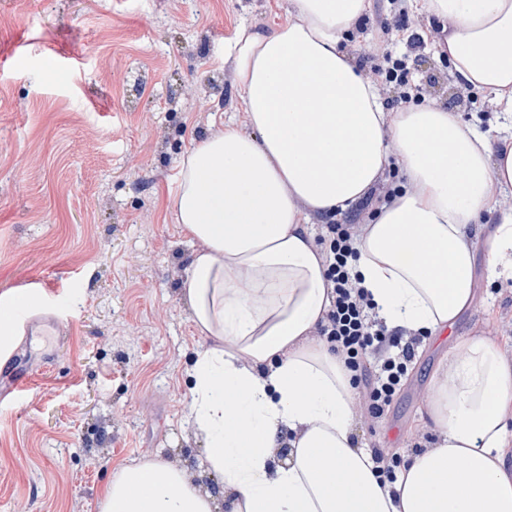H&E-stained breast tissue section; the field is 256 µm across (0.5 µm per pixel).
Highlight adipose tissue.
<instances>
[{
  "label": "adipose tissue",
  "mask_w": 512,
  "mask_h": 512,
  "mask_svg": "<svg viewBox=\"0 0 512 512\" xmlns=\"http://www.w3.org/2000/svg\"><path fill=\"white\" fill-rule=\"evenodd\" d=\"M455 86L512 121V0H414ZM287 23L240 25L232 59L249 133L225 124L179 171L174 220L197 248L184 293L198 333L187 421L203 474L158 457L112 474L100 512H512V365L466 336L432 379L437 436L382 483L354 435L355 388L315 330L330 309L311 215H341L398 164L352 272L388 327L439 334L470 305L476 257L512 279V140L434 104L386 111L342 46L368 0H290ZM289 452H282V444Z\"/></svg>",
  "instance_id": "1"
}]
</instances>
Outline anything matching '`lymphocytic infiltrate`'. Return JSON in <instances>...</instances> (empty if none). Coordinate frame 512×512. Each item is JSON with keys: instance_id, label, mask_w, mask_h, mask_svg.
Here are the masks:
<instances>
[{"instance_id": "1", "label": "lymphocytic infiltrate", "mask_w": 512, "mask_h": 512, "mask_svg": "<svg viewBox=\"0 0 512 512\" xmlns=\"http://www.w3.org/2000/svg\"><path fill=\"white\" fill-rule=\"evenodd\" d=\"M357 235L356 225L331 223L319 240L331 305L318 333L343 357L354 383L363 384L365 409L377 421L388 411L415 349L413 340L388 333L370 320L368 295L348 270Z\"/></svg>"}]
</instances>
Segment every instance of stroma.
<instances>
[{
	"instance_id": "stroma-1",
	"label": "stroma",
	"mask_w": 512,
	"mask_h": 512,
	"mask_svg": "<svg viewBox=\"0 0 512 512\" xmlns=\"http://www.w3.org/2000/svg\"><path fill=\"white\" fill-rule=\"evenodd\" d=\"M289 0H0V375L27 373L0 406V512H98L114 470L160 457L199 471L185 423L188 369L205 342L183 295L194 245L173 217L180 163L243 122L224 46L244 23L288 20ZM389 35H381V25ZM413 0H370L343 46L365 72L404 59L420 100L499 137L490 95L460 94ZM63 303L60 332L26 335L19 283ZM491 338L512 363V281L474 272L454 326L419 335L380 421L356 394V437L406 459L432 447L427 403L442 356Z\"/></svg>"
}]
</instances>
